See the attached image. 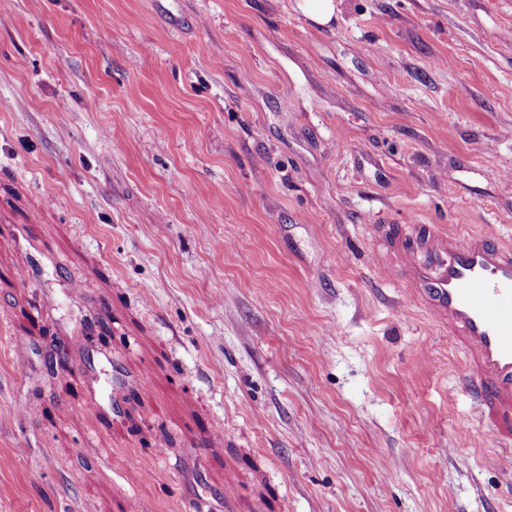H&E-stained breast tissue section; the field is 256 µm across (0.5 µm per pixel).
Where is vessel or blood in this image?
<instances>
[{
  "label": "vessel or blood",
  "mask_w": 512,
  "mask_h": 512,
  "mask_svg": "<svg viewBox=\"0 0 512 512\" xmlns=\"http://www.w3.org/2000/svg\"><path fill=\"white\" fill-rule=\"evenodd\" d=\"M375 237L392 254L382 275L464 352L457 379L511 457L512 244L438 224H380Z\"/></svg>",
  "instance_id": "obj_1"
}]
</instances>
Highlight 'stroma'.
<instances>
[{"label": "stroma", "mask_w": 512, "mask_h": 512, "mask_svg": "<svg viewBox=\"0 0 512 512\" xmlns=\"http://www.w3.org/2000/svg\"><path fill=\"white\" fill-rule=\"evenodd\" d=\"M334 4L0 0V512H512L372 231L512 242V0Z\"/></svg>", "instance_id": "stroma-1"}]
</instances>
